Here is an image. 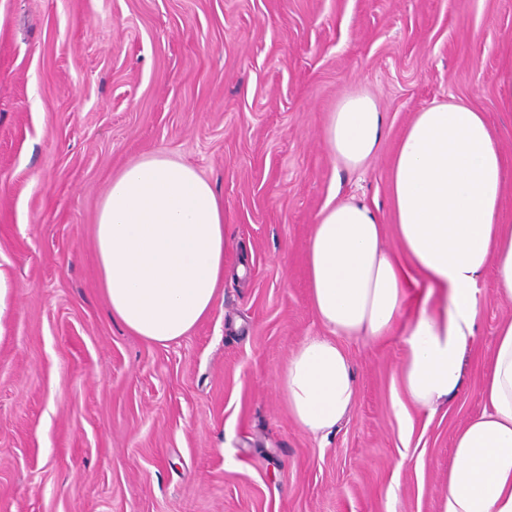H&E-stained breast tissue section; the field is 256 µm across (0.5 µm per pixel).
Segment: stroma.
Returning a JSON list of instances; mask_svg holds the SVG:
<instances>
[{
    "label": "stroma",
    "mask_w": 512,
    "mask_h": 512,
    "mask_svg": "<svg viewBox=\"0 0 512 512\" xmlns=\"http://www.w3.org/2000/svg\"><path fill=\"white\" fill-rule=\"evenodd\" d=\"M354 93L383 116L359 170L324 142ZM451 99L496 132L512 225V0H0V512H439L512 318L491 274L436 412L394 415L397 336L343 340L357 400L327 439L274 378L326 333L306 268L317 213L355 196L389 214L404 129ZM155 153L210 182L231 240L210 315L166 347L113 320L94 244L112 177Z\"/></svg>",
    "instance_id": "stroma-1"
}]
</instances>
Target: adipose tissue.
<instances>
[{"instance_id":"obj_1","label":"adipose tissue","mask_w":512,"mask_h":512,"mask_svg":"<svg viewBox=\"0 0 512 512\" xmlns=\"http://www.w3.org/2000/svg\"><path fill=\"white\" fill-rule=\"evenodd\" d=\"M382 123L369 96L351 95L331 113L324 139L335 159L358 168L376 152ZM503 183L484 113L443 102L416 113L393 154V227L361 200L320 209L307 266L327 333L305 337L276 381L301 430L327 438L356 401L344 337L400 334L396 417L447 404L476 336L486 268L494 270V294L512 302V231L498 222ZM95 241L112 317L131 334L166 346L211 312L230 241L224 205L195 168L162 153L126 166L99 205ZM482 391L483 411L456 435L440 512H512V319L497 329Z\"/></svg>"}]
</instances>
